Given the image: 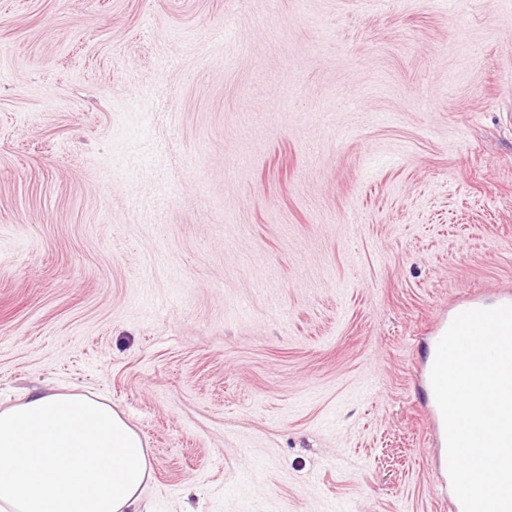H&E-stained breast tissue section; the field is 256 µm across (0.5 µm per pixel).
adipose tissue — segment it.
Instances as JSON below:
<instances>
[{
	"instance_id": "adipose-tissue-1",
	"label": "adipose tissue",
	"mask_w": 512,
	"mask_h": 512,
	"mask_svg": "<svg viewBox=\"0 0 512 512\" xmlns=\"http://www.w3.org/2000/svg\"><path fill=\"white\" fill-rule=\"evenodd\" d=\"M151 463L111 404L33 390L0 410V512H140Z\"/></svg>"
}]
</instances>
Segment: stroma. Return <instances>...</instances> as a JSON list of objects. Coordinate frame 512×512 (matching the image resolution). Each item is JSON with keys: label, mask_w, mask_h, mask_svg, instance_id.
<instances>
[{"label": "stroma", "mask_w": 512, "mask_h": 512, "mask_svg": "<svg viewBox=\"0 0 512 512\" xmlns=\"http://www.w3.org/2000/svg\"><path fill=\"white\" fill-rule=\"evenodd\" d=\"M508 287L512 0H0V409L110 403L142 512H448L433 329ZM501 305H512V292L510 290L504 291L500 298L497 300L496 304L491 306L486 305L478 296L473 295L468 300L463 303L456 305L451 312L448 314V319L444 320L440 326L437 328L434 336V345H433V356L430 363V369L428 374V382H429V394L427 404L430 403V412H431V420H432V428L433 434L436 440L437 445L440 450L437 456L434 458L432 462V466L438 475L440 481L442 483L448 482V496L451 497V503L449 505V509L451 512H463L462 505L456 495L454 494L450 478L447 471V448H446V437H445V429L442 414L437 405L435 395L433 392V388L431 385L430 375L432 366L435 359L436 353V345L438 340L444 334L449 324L453 320V318L461 312L472 310V309H483V308H493Z\"/></svg>", "instance_id": "obj_1"}]
</instances>
